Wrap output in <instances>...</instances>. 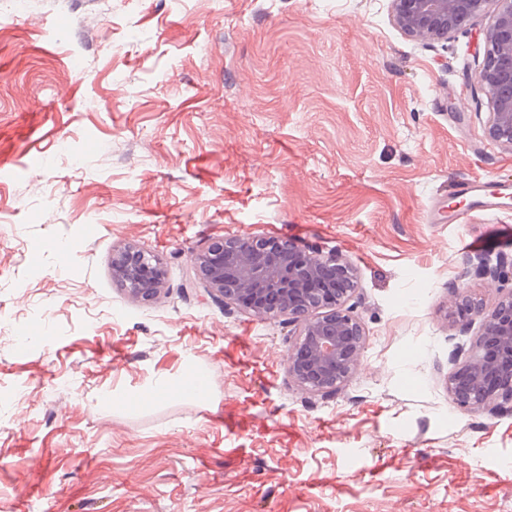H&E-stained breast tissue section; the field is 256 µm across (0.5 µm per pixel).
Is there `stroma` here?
<instances>
[{
	"mask_svg": "<svg viewBox=\"0 0 512 512\" xmlns=\"http://www.w3.org/2000/svg\"><path fill=\"white\" fill-rule=\"evenodd\" d=\"M390 0H0V512H512V411L447 376L512 258L484 130V12L444 41ZM464 221H448L451 211ZM265 234L347 258L366 343L342 389L288 376L294 329L210 298L193 260ZM159 256L151 306L114 248ZM200 364L212 395L146 393ZM510 187L507 184L490 185L480 178L473 177L459 185L462 195L474 197L475 203L486 210H493L500 204L498 200L507 199Z\"/></svg>",
	"mask_w": 512,
	"mask_h": 512,
	"instance_id": "stroma-1",
	"label": "stroma"
}]
</instances>
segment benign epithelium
I'll list each match as a JSON object with an SVG mask.
<instances>
[{"mask_svg":"<svg viewBox=\"0 0 512 512\" xmlns=\"http://www.w3.org/2000/svg\"><path fill=\"white\" fill-rule=\"evenodd\" d=\"M494 14L486 31L480 89L490 112L488 137L512 148V0H391L395 27L411 39L446 40L464 29L488 3ZM112 277L134 299L156 302L164 287L160 258L132 244L112 252ZM196 278L209 295L241 304L266 318H285L298 340L288 356V374L300 387L336 393L358 363L366 336L358 316L345 303L356 290L355 269L334 254L305 251L287 239L262 235L210 239L194 258ZM477 275L504 278V261L479 260ZM480 318L475 351L462 367L448 373V394L462 410L499 414L512 405V289L489 313L465 293L456 318L467 327Z\"/></svg>","mask_w":512,"mask_h":512,"instance_id":"7a95c632","label":"benign epithelium"}]
</instances>
